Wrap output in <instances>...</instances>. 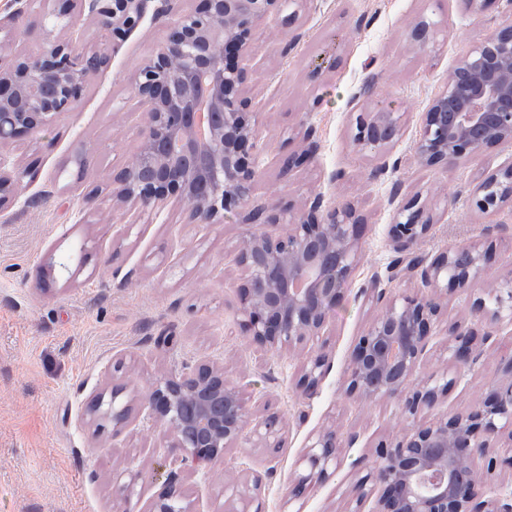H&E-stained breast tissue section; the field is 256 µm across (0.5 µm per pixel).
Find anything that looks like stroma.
<instances>
[{"mask_svg":"<svg viewBox=\"0 0 512 512\" xmlns=\"http://www.w3.org/2000/svg\"><path fill=\"white\" fill-rule=\"evenodd\" d=\"M14 8L13 0H0V49L37 54L47 44L43 14L34 4L11 23ZM295 10L293 22L262 25L251 53L239 61L259 134L251 205L298 206L320 192L334 203H355L363 214L359 261L328 322L325 347L282 355L255 348L240 333L234 251L247 230L242 216L197 224L173 201L151 211L113 204L112 175L138 148L143 116L134 83L165 40L168 20L146 13L116 41L73 9L63 37L76 52L101 53L105 64L88 79L77 109L33 137L0 146V166L22 176L19 200L0 207V512H146L163 488L155 468L174 451L144 397L160 377L201 362L222 368L249 392L254 413L272 404L283 418L285 443L273 450L238 440L222 457L183 471L184 495L197 512H224L225 499L256 474L265 484V512H349L359 464L413 425L396 400L360 401L341 387L354 342L377 314L363 287L394 259L390 228L398 206L417 196L435 223L422 255L487 238L497 245L468 291L441 297L443 314L416 376L448 374L457 383L433 416L473 408L501 378L512 317L502 316L498 345L485 348L471 370L450 362L448 327L512 270V210L482 213L471 205L485 174L512 166V144L449 167L421 165L413 144L423 112L457 61L489 28L512 22V14L498 0L477 15L463 0H299ZM422 16L439 28L431 53L414 50L407 39ZM325 57L335 59V69L312 76ZM378 106L402 115L391 149L398 165L380 177L373 174L376 158L352 146L353 112ZM309 126L319 142L314 160L283 172L284 157L299 149ZM52 257L75 276L51 270ZM319 354L328 370L308 397L297 378ZM116 388L131 407L117 433L89 408L91 399ZM330 426L356 436V444L340 450L328 480L290 499L301 458ZM135 472L141 478L128 498L122 487Z\"/></svg>","mask_w":512,"mask_h":512,"instance_id":"obj_1","label":"stroma"}]
</instances>
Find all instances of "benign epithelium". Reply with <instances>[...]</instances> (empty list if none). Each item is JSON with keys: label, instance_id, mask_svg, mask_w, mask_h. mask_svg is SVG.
Masks as SVG:
<instances>
[{"label": "benign epithelium", "instance_id": "benign-epithelium-1", "mask_svg": "<svg viewBox=\"0 0 512 512\" xmlns=\"http://www.w3.org/2000/svg\"><path fill=\"white\" fill-rule=\"evenodd\" d=\"M80 10L122 40L138 27L150 0H79ZM172 0H156L154 14L169 20L164 45L150 55L136 78V97L144 109L139 146L132 163L112 177V198L152 209L170 200L187 206L191 219L211 224L249 203L259 175L258 131L243 96L246 73L238 64L251 51L258 26L281 16L296 0H195L189 11L175 12ZM49 45L34 57L18 56L0 64V145L50 127L81 102L88 77L102 66L98 52L77 54L70 41L55 35L68 18L62 8L46 13ZM436 23L421 19L408 34L419 49L435 43ZM401 114L381 109L353 113V146L381 160L376 174L397 163L388 149L398 134ZM304 149L288 154L286 166L298 168L318 150L312 129L304 131ZM512 142V24L489 29L483 40L453 68L444 88L424 112L414 143L415 158L425 166L451 165ZM20 177L0 172V204L19 194ZM475 207L487 212L512 207V168L488 174L473 192ZM391 225L394 262L387 276L373 275L364 292L379 307L357 337L342 384L344 394L364 401L395 399L416 421L401 439L379 445L372 464L359 469L350 503L352 512H512V490L486 495L477 459L487 467L512 468V350L501 357L505 379L494 383L479 406L466 414L418 421L448 393L454 379L443 375L414 381L426 354L432 324L441 312L437 292L463 291L477 280L495 244H461L417 256L434 224L427 205L415 198L399 207ZM290 208L257 209L246 216L248 229L234 257L241 269L237 283L238 326L263 350L292 351L309 342L325 345L331 312L345 297L344 286L359 255L363 219L351 203L336 205L315 194L299 212ZM288 221L273 235L268 224ZM405 272L419 277L427 294L387 296V284ZM512 313V281L494 289L493 304L475 298L471 312L485 323L478 330L465 322L448 329L452 362L473 367L478 344L493 341V329ZM325 356L303 367L297 386L317 392ZM145 400L169 428L170 447L192 467L223 454L247 433L268 448L283 447L284 424L278 410L267 408L255 425L244 392L224 373L200 363L156 382ZM334 427L319 432L308 446L303 471L291 497L326 481L338 450L355 444ZM505 449L507 456L498 455ZM180 474L169 470L164 489L147 512H195L184 502ZM264 491L255 476L239 494V506L226 512H251Z\"/></svg>", "mask_w": 512, "mask_h": 512}]
</instances>
